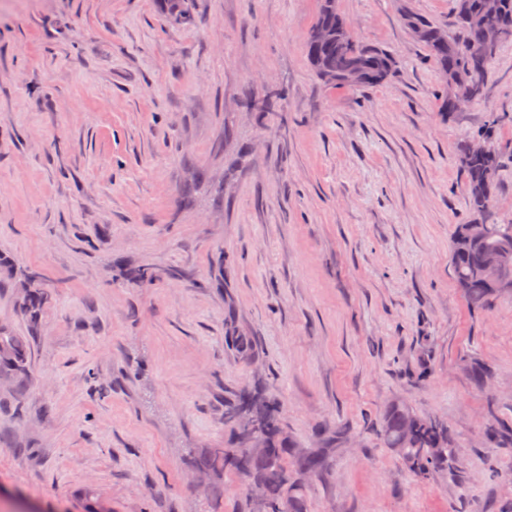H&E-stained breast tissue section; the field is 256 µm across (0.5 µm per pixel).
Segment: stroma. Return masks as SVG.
<instances>
[{
	"mask_svg": "<svg viewBox=\"0 0 512 512\" xmlns=\"http://www.w3.org/2000/svg\"><path fill=\"white\" fill-rule=\"evenodd\" d=\"M455 3L338 0L398 65L349 89L308 65L317 0H0V254L48 291L30 380L0 377V512H249L243 475L197 464L255 386L328 455L307 512H512V445L487 440L512 429V295L470 312L449 266L457 149L492 109L512 224V40L442 115L407 17ZM20 302L0 270V331L28 335ZM397 399L447 425L452 470L421 480L376 437Z\"/></svg>",
	"mask_w": 512,
	"mask_h": 512,
	"instance_id": "35a3bbf8",
	"label": "stroma"
}]
</instances>
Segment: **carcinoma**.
<instances>
[{
    "instance_id": "carcinoma-1",
    "label": "carcinoma",
    "mask_w": 512,
    "mask_h": 512,
    "mask_svg": "<svg viewBox=\"0 0 512 512\" xmlns=\"http://www.w3.org/2000/svg\"><path fill=\"white\" fill-rule=\"evenodd\" d=\"M478 0H456L453 23L456 34L448 36L442 45L424 39L422 43L430 60L443 76L455 73L461 76V88L475 89L483 95L488 69L495 52L479 53L481 28L478 22ZM343 17L337 0H319V8L311 26L316 29L328 26L334 31L331 41L316 42L306 38L305 51L310 67L317 79L326 85L338 88H367L380 84L378 80L336 81L323 77L326 65L336 66L341 57L360 62L364 71H386L391 77L397 68L395 59L384 50L364 45L345 34L340 26ZM459 160L467 188L468 211L480 214L486 211L490 201L499 193V184L482 181L486 164L500 166L499 155L491 153L490 162L477 160L470 153V144L459 149ZM465 225L457 226L450 250L454 260L450 266L455 280L470 306L483 310L489 302L499 296V291L489 282L476 275L481 252L485 248L512 244V224H488L487 235L482 245H474L464 236ZM10 268L23 288L20 312L29 325L31 333L38 331L47 305L44 277L37 271L19 267L0 258V266ZM228 345L243 357L251 356L254 342L249 336L227 337ZM32 370V351L29 340L23 336L6 335L0 331V376L14 379L29 378ZM244 414L258 427V435L264 440L266 453L254 454L246 442L248 436L234 416ZM224 422L233 438V447L214 448L201 461L200 468L212 471L228 469L257 482L262 489V498L256 502L255 512H306L304 503L297 496L299 482L295 471L318 474L327 467V458L322 454L298 455L291 443L283 438L284 426L280 407L270 399L250 392H238L224 401ZM377 436L387 447L392 440L402 436L406 439V450L400 455L404 463L423 480L430 479L439 470L450 468L448 456V428L436 418L423 417L403 406H389L373 427Z\"/></svg>"
}]
</instances>
